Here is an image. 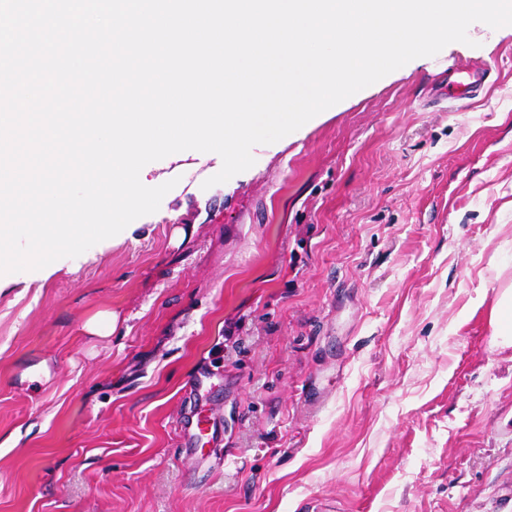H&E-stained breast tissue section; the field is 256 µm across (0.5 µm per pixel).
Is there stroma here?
<instances>
[{"label":"stroma","mask_w":512,"mask_h":512,"mask_svg":"<svg viewBox=\"0 0 512 512\" xmlns=\"http://www.w3.org/2000/svg\"><path fill=\"white\" fill-rule=\"evenodd\" d=\"M468 35L8 274L0 512H512V28ZM494 342L512 347V289L506 288L491 312Z\"/></svg>","instance_id":"stroma-1"}]
</instances>
